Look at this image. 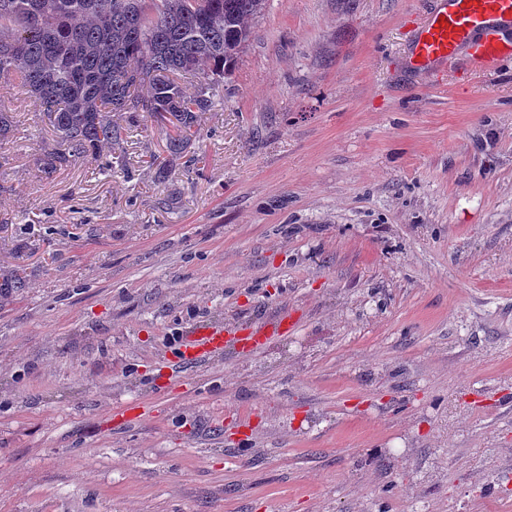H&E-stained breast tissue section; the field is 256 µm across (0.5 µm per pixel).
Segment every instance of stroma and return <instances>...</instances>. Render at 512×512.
<instances>
[{
    "instance_id": "35a3bbf8",
    "label": "stroma",
    "mask_w": 512,
    "mask_h": 512,
    "mask_svg": "<svg viewBox=\"0 0 512 512\" xmlns=\"http://www.w3.org/2000/svg\"><path fill=\"white\" fill-rule=\"evenodd\" d=\"M428 2L268 0L189 168L45 176L0 77V512H512V61L411 69ZM292 327L290 317L281 314L272 315L264 326L241 322L224 329V322L199 324L180 337L176 360L194 364L222 357L227 349L250 352Z\"/></svg>"
}]
</instances>
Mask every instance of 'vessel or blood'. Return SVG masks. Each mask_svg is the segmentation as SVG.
Segmentation results:
<instances>
[{"label": "vessel or blood", "instance_id": "obj_1", "mask_svg": "<svg viewBox=\"0 0 512 512\" xmlns=\"http://www.w3.org/2000/svg\"><path fill=\"white\" fill-rule=\"evenodd\" d=\"M461 58L488 69L512 59V0H434L412 42L409 62L428 70ZM292 326L281 314L263 326L200 324L181 336L176 359L194 364L222 357L229 349L249 352L270 337L287 334Z\"/></svg>", "mask_w": 512, "mask_h": 512}]
</instances>
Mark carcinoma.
I'll list each match as a JSON object with an SVG mask.
<instances>
[{"label":"carcinoma","mask_w":512,"mask_h":512,"mask_svg":"<svg viewBox=\"0 0 512 512\" xmlns=\"http://www.w3.org/2000/svg\"><path fill=\"white\" fill-rule=\"evenodd\" d=\"M266 2L0 0V77H19L56 137L44 174L76 159L127 172L113 149L152 117L172 124L166 148L182 157Z\"/></svg>","instance_id":"1"}]
</instances>
